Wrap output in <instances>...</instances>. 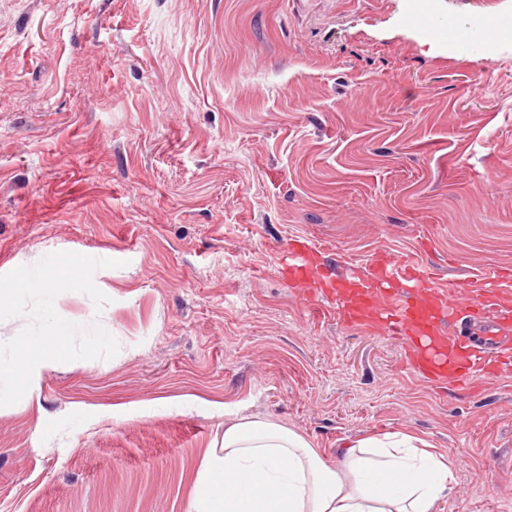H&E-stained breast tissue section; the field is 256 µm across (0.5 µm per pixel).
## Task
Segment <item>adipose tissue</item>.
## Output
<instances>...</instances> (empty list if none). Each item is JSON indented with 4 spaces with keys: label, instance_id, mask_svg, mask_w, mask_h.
I'll return each mask as SVG.
<instances>
[{
    "label": "adipose tissue",
    "instance_id": "1",
    "mask_svg": "<svg viewBox=\"0 0 512 512\" xmlns=\"http://www.w3.org/2000/svg\"><path fill=\"white\" fill-rule=\"evenodd\" d=\"M455 470L406 433L356 440L331 463L295 429L239 414L207 453L189 512H436Z\"/></svg>",
    "mask_w": 512,
    "mask_h": 512
}]
</instances>
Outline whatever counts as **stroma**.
Wrapping results in <instances>:
<instances>
[{
  "label": "stroma",
  "mask_w": 512,
  "mask_h": 512,
  "mask_svg": "<svg viewBox=\"0 0 512 512\" xmlns=\"http://www.w3.org/2000/svg\"><path fill=\"white\" fill-rule=\"evenodd\" d=\"M412 0H0V274L115 260L55 302L110 360L0 407V512H188L240 411L326 456L405 432L457 457L437 512H512V377L470 391L340 320L278 257L506 270L512 39L426 38ZM512 0H432L476 32Z\"/></svg>",
  "instance_id": "1"
}]
</instances>
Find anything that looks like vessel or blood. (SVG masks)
I'll use <instances>...</instances> for the list:
<instances>
[{
    "label": "vessel or blood",
    "instance_id": "b4317fda",
    "mask_svg": "<svg viewBox=\"0 0 512 512\" xmlns=\"http://www.w3.org/2000/svg\"><path fill=\"white\" fill-rule=\"evenodd\" d=\"M313 254V247L295 240L281 251L279 264L291 282L311 288L346 322L404 342L416 373L472 388L487 376L512 373V306L496 301L498 269L445 290L407 259L379 254L331 278Z\"/></svg>",
    "mask_w": 512,
    "mask_h": 512
}]
</instances>
